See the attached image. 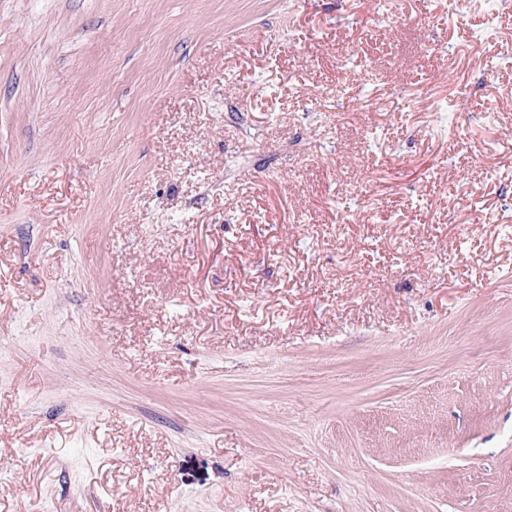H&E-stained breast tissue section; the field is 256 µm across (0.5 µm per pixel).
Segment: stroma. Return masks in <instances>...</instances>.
<instances>
[{
  "label": "stroma",
  "mask_w": 512,
  "mask_h": 512,
  "mask_svg": "<svg viewBox=\"0 0 512 512\" xmlns=\"http://www.w3.org/2000/svg\"><path fill=\"white\" fill-rule=\"evenodd\" d=\"M0 512H512V7L0 0Z\"/></svg>",
  "instance_id": "1"
}]
</instances>
